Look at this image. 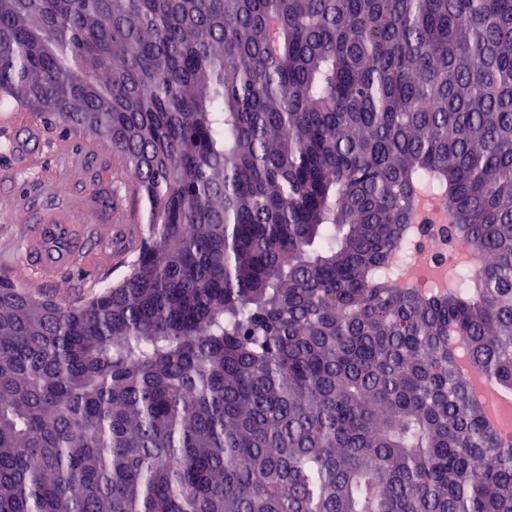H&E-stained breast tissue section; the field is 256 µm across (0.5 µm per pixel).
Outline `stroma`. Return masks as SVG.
I'll list each match as a JSON object with an SVG mask.
<instances>
[{
	"label": "stroma",
	"mask_w": 512,
	"mask_h": 512,
	"mask_svg": "<svg viewBox=\"0 0 512 512\" xmlns=\"http://www.w3.org/2000/svg\"><path fill=\"white\" fill-rule=\"evenodd\" d=\"M128 173L111 144L79 127H62L44 112L0 107V278L8 277L50 296H78L118 278L116 262L69 265L51 278L31 274L20 236L43 207L67 208L82 224L101 225L108 251L140 242L146 231L142 204L125 189Z\"/></svg>",
	"instance_id": "stroma-1"
}]
</instances>
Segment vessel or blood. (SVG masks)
<instances>
[{"label":"vessel or blood","instance_id":"obj_1","mask_svg":"<svg viewBox=\"0 0 512 512\" xmlns=\"http://www.w3.org/2000/svg\"><path fill=\"white\" fill-rule=\"evenodd\" d=\"M99 231V225L75 223L65 208L51 207L38 213L35 222L24 228L22 248L36 269L49 274L91 257L89 240Z\"/></svg>","mask_w":512,"mask_h":512}]
</instances>
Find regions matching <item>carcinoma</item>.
I'll use <instances>...</instances> for the list:
<instances>
[{"label": "carcinoma", "mask_w": 512, "mask_h": 512, "mask_svg": "<svg viewBox=\"0 0 512 512\" xmlns=\"http://www.w3.org/2000/svg\"><path fill=\"white\" fill-rule=\"evenodd\" d=\"M147 236L0 278V512H512V0H0V106ZM484 257L397 287L425 201Z\"/></svg>", "instance_id": "1"}]
</instances>
